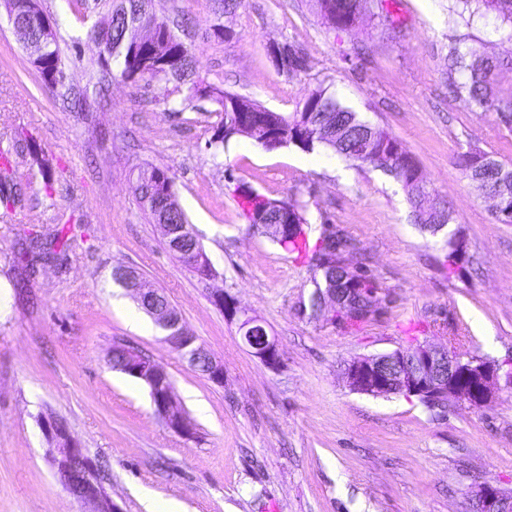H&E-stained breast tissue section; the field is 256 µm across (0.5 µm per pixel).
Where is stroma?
<instances>
[{
    "label": "stroma",
    "instance_id": "35a3bbf8",
    "mask_svg": "<svg viewBox=\"0 0 512 512\" xmlns=\"http://www.w3.org/2000/svg\"><path fill=\"white\" fill-rule=\"evenodd\" d=\"M63 38L69 80L85 86L99 47L75 0H41ZM387 17L353 32L323 25L308 0H243L222 18L211 0H158L183 26L204 85L292 115L309 91L337 98L398 138L420 163L433 196L454 209L468 244L463 270L449 269L446 232L414 224L388 172L327 150L306 168L295 147L265 150L239 138L214 152L218 121L209 99L174 114L164 85L113 77L101 104L79 111L47 89L0 4V150L25 195L0 210V512H80L48 454L41 420H64L86 453L106 467L122 512H468L489 480L512 494V387L479 410L428 411L417 397H373L350 389V360L456 338L457 349L512 360V224L457 164L471 148L512 162V129L479 110L448 73L452 48L504 59L497 75L512 94V45L490 18L464 23L455 0H387ZM230 28L231 41L214 25ZM304 49L305 71L279 73L274 43ZM33 139L51 167L45 193ZM169 170L178 200L217 272L199 278L168 250L131 185L140 166ZM304 206L308 248L323 233L352 239L349 266L380 287L376 315L346 326L313 314L314 272L304 254L252 227L238 188ZM72 228L66 257L29 272L17 251L34 231ZM132 268L163 290L188 332L224 366L215 384L171 348L152 318L117 283ZM234 298L273 336L271 368L244 344ZM133 346L169 374L174 400L196 428L172 432L141 380L111 369L114 344Z\"/></svg>",
    "mask_w": 512,
    "mask_h": 512
}]
</instances>
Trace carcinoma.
I'll list each match as a JSON object with an SVG mask.
<instances>
[{
    "instance_id": "carcinoma-1",
    "label": "carcinoma",
    "mask_w": 512,
    "mask_h": 512,
    "mask_svg": "<svg viewBox=\"0 0 512 512\" xmlns=\"http://www.w3.org/2000/svg\"><path fill=\"white\" fill-rule=\"evenodd\" d=\"M32 0H7V14L21 19L28 29V43L25 48L34 45L42 50L36 55L29 53L30 60L43 62V71L55 73V77L45 81L48 89L65 92L69 86L68 65L60 48V36L52 17L43 9L31 7ZM322 23L335 31L353 30L362 15L371 12L373 0H309ZM461 7L460 17H485L495 14L499 25L496 31L500 40L512 44V0H456ZM107 19L91 20V15L83 14V21L90 23L86 36L96 42L103 51L98 60V73L89 77L93 93L102 98L106 86L103 74L120 69L121 77L131 83L139 81L164 82L174 84V92L180 98L170 101L163 98V103L174 113L185 112L194 107V101L202 97L212 100L215 114L221 118L220 126L214 133L209 145L220 148L237 138H249L246 129L251 125V118L260 117L267 124L279 128L284 134L282 146H294L304 152L317 148L329 149L350 161L370 164L375 168L393 174L401 183L406 199L411 208L414 223L424 229H434L454 223V211L445 203L437 205L435 212L429 213L422 200V192L427 190V179L415 158L402 154L401 143L395 137H389L387 155L380 156L373 152L359 153L357 144L367 135L370 123L362 119L357 112L342 105L330 87L319 84L311 90L291 116L271 111L239 95L217 88L202 86L198 79L197 64L180 36L163 16L154 10V0H106ZM157 32V38L150 45L141 43L142 34L147 27ZM449 69L463 76L464 81L458 88L465 90L470 99L481 111L493 110L499 119L512 127V96L503 97L495 89L493 75L501 66V60L489 56L475 47L464 51L456 48L448 56ZM306 64L298 56V50L288 45V53L281 56L278 70L290 76L302 72ZM459 163L467 178L480 182L482 169L489 163H498L492 155L469 150L459 154ZM134 194L143 211L153 224H173L182 229L180 235L194 239L199 244L197 235L188 217L180 206L174 190V181L169 171L157 166L147 165L140 169ZM241 206L248 220L260 209L267 210L269 223H276L274 201L256 193L241 192ZM298 224L294 237L282 243L289 251H301L305 242L303 225L308 223L303 207L292 203ZM69 238L63 228L55 229L49 236L32 235L25 241L23 256L31 263L53 260L68 249ZM352 244L334 235L324 236L318 248L309 258L313 270H319L318 258L326 250L336 252V258L350 251ZM321 271V270H319ZM327 287L350 288L348 300L366 306L378 290L376 282L365 274L338 266L321 271V280L314 281V291L309 298L311 310L318 314L321 310V292Z\"/></svg>"
}]
</instances>
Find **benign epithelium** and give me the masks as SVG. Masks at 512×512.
Here are the masks:
<instances>
[{"label": "benign epithelium", "mask_w": 512, "mask_h": 512, "mask_svg": "<svg viewBox=\"0 0 512 512\" xmlns=\"http://www.w3.org/2000/svg\"><path fill=\"white\" fill-rule=\"evenodd\" d=\"M151 311L159 328L175 331V335L167 336L166 340L182 358L191 365L203 357L208 358L206 375L212 382L224 384V365L208 357L204 348L196 343V337L186 330L181 317L169 308L153 307ZM241 329L243 341L254 356L271 368L280 363L275 339L268 336L258 320L245 319ZM124 355L130 374L148 382L166 376V371L152 360L137 357L131 350ZM500 370V364L494 359L466 356L453 346L423 342L410 351L397 349L356 357L348 363L345 375L350 389L357 393L374 397L399 394L434 400L449 397L454 404L479 409L492 402ZM153 406L170 430L187 439L194 438V426L171 396L157 397ZM43 431L50 445L53 468L67 493L84 506V512H121L106 487L100 464L72 437L67 424L52 417L43 424ZM470 512H512V495L504 494L495 484L485 481L470 499Z\"/></svg>", "instance_id": "7a95c632"}]
</instances>
